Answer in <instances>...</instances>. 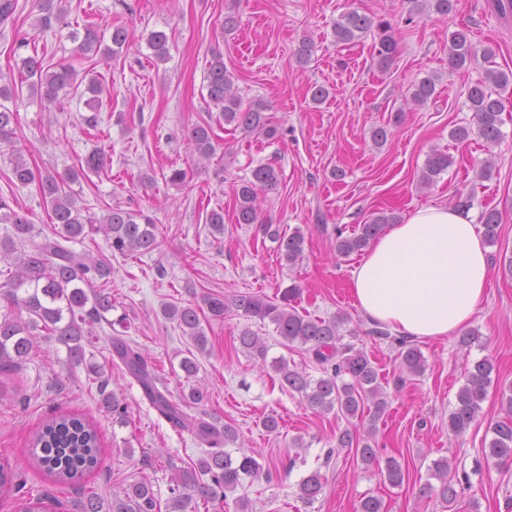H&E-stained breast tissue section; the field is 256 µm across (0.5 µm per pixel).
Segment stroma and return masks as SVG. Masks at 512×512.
Returning <instances> with one entry per match:
<instances>
[{
    "instance_id": "1",
    "label": "stroma",
    "mask_w": 512,
    "mask_h": 512,
    "mask_svg": "<svg viewBox=\"0 0 512 512\" xmlns=\"http://www.w3.org/2000/svg\"><path fill=\"white\" fill-rule=\"evenodd\" d=\"M488 3L457 0L455 13L442 16L416 12L412 0H68L64 22L43 31L35 25V0H17L12 20L0 28V73L16 68L12 43L20 30L34 35L45 63L93 71L108 89L92 130L85 124L93 114L85 94L61 97L48 112L29 83L19 84L16 138L26 162L42 171L63 170L93 149L103 150L108 171L72 186L78 206L98 215L108 205L139 207L157 224L158 251L135 258L111 256L100 235L83 243L93 254L112 258L107 289L113 309L94 327V359L104 362L110 324L119 321L121 334L154 366L159 387L177 397L191 384L204 386L207 398L197 414L235 427L232 455L245 452L269 466V478L237 489L208 512H237L240 497L247 498L251 512H357L367 495L382 499L386 512H512V466L496 465L482 454L490 425L504 414L501 394L512 386V278L502 273L504 259L512 257V85L503 94L499 144L487 145L475 135L461 143L450 136L454 127L472 122L465 105L468 85L482 79L486 69L512 70V18H501ZM350 9L391 24L399 51L388 69L377 65L376 33L348 46L336 44L334 26ZM230 13L238 24L227 33L224 17ZM89 21L125 27L133 45L109 61L81 54L70 34ZM461 28L493 55L452 70L448 38ZM154 31L169 37V57L160 63L147 43ZM305 38L315 49L303 65L295 50ZM216 50L235 75L243 103L268 105L279 127L277 139L211 122L203 79ZM429 75L437 78L436 93L426 105H414L410 88ZM314 85L329 88L325 102H312ZM205 122L212 125L216 153L200 161L191 154L187 130ZM377 126L389 130L380 147L371 139ZM435 150L448 153L453 163L425 187L419 178ZM488 159L492 173L480 177ZM261 162L274 163L282 173L278 189L260 195L261 214L280 233L304 235L305 255L297 264L286 263L277 242L258 225L236 221L234 188ZM174 168L186 170L185 184L166 182ZM9 172L7 160L0 159V195L15 199L37 229L49 231L35 185L12 184ZM143 172L154 176L152 186L139 183ZM461 197L469 199L474 217L494 209L501 219L498 241L488 248L493 275L486 299L469 323L481 333V343L465 352L452 336L419 341L425 370L409 376L401 371L396 345L371 335L369 321L354 306L352 271L362 256L337 255L336 230H354L377 211L403 219L426 205H455ZM218 208L224 211V233L216 237L205 217ZM294 283L302 287L294 302L298 312L324 319L348 315L344 342L374 360L389 400L377 422V441L385 455L409 469L402 486L388 484L380 467L362 463L355 452L337 448L342 423L334 415L281 389L273 359L286 358L315 378L320 370L312 353L285 347L272 323L236 313L206 322L208 345L199 354L162 313L165 304L198 305L207 294L250 293L274 301ZM245 328L265 338L266 360L240 348L237 337ZM190 355L199 363L192 380L179 367ZM484 357L494 365L492 384L477 420L464 434H454L448 413L470 363ZM65 359L64 348L40 336L26 362L0 374V465L20 474L42 497L46 512H82L85 490L108 500L143 480L161 504H168L172 468L189 467L203 445L160 417L117 365L110 387L120 392L129 416L126 424L113 423L111 412L100 405L97 379L84 367H68ZM61 413L85 416L101 439L103 463L78 489L57 484L29 462L32 435ZM270 415L279 421L277 431L263 426ZM440 458L470 481L465 496L448 508L419 494ZM316 470L323 491L313 503H303L298 484Z\"/></svg>"
}]
</instances>
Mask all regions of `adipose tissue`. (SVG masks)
<instances>
[{"mask_svg": "<svg viewBox=\"0 0 512 512\" xmlns=\"http://www.w3.org/2000/svg\"><path fill=\"white\" fill-rule=\"evenodd\" d=\"M488 249L470 212L422 207L389 225L352 272L355 307L415 339L465 327L490 284Z\"/></svg>", "mask_w": 512, "mask_h": 512, "instance_id": "ef3b65f1", "label": "adipose tissue"}]
</instances>
